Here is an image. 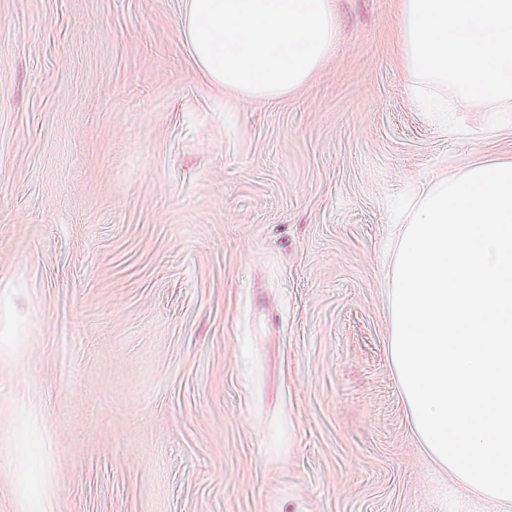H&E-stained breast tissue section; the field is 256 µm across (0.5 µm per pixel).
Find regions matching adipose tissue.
Returning a JSON list of instances; mask_svg holds the SVG:
<instances>
[{
	"mask_svg": "<svg viewBox=\"0 0 512 512\" xmlns=\"http://www.w3.org/2000/svg\"><path fill=\"white\" fill-rule=\"evenodd\" d=\"M182 34L226 94L276 100L332 52L331 0H185ZM388 357L420 448L512 512V159L415 196L388 277Z\"/></svg>",
	"mask_w": 512,
	"mask_h": 512,
	"instance_id": "ef3b65f1",
	"label": "adipose tissue"
}]
</instances>
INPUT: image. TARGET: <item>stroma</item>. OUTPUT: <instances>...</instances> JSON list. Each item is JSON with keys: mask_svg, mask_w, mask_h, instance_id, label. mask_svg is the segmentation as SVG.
Masks as SVG:
<instances>
[{"mask_svg": "<svg viewBox=\"0 0 512 512\" xmlns=\"http://www.w3.org/2000/svg\"><path fill=\"white\" fill-rule=\"evenodd\" d=\"M402 0H332L299 90L233 100L183 0H0V512H496L387 355L400 203L512 158L422 112Z\"/></svg>", "mask_w": 512, "mask_h": 512, "instance_id": "stroma-1", "label": "stroma"}]
</instances>
